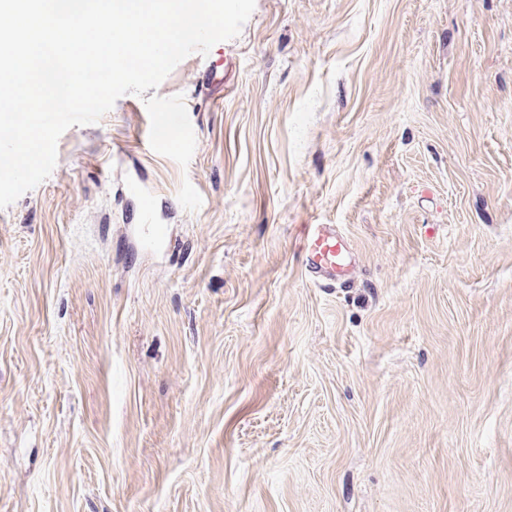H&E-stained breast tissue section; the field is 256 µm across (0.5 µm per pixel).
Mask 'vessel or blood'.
<instances>
[{
  "label": "vessel or blood",
  "instance_id": "vessel-or-blood-1",
  "mask_svg": "<svg viewBox=\"0 0 512 512\" xmlns=\"http://www.w3.org/2000/svg\"><path fill=\"white\" fill-rule=\"evenodd\" d=\"M300 245L315 281L323 285L346 282L355 259L335 225H301Z\"/></svg>",
  "mask_w": 512,
  "mask_h": 512
}]
</instances>
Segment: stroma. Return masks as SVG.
I'll return each instance as SVG.
<instances>
[{"label":"stroma","mask_w":512,"mask_h":512,"mask_svg":"<svg viewBox=\"0 0 512 512\" xmlns=\"http://www.w3.org/2000/svg\"><path fill=\"white\" fill-rule=\"evenodd\" d=\"M0 512H512V0H256L65 131L0 209ZM300 245L315 281L334 286L346 282L355 259L335 225H301Z\"/></svg>","instance_id":"stroma-1"}]
</instances>
